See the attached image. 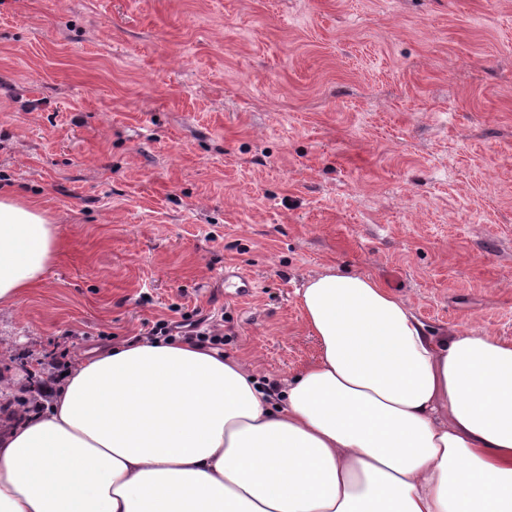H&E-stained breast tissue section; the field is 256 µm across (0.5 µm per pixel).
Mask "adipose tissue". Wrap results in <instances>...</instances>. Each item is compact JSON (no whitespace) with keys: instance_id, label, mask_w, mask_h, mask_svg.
Listing matches in <instances>:
<instances>
[{"instance_id":"1","label":"adipose tissue","mask_w":512,"mask_h":512,"mask_svg":"<svg viewBox=\"0 0 512 512\" xmlns=\"http://www.w3.org/2000/svg\"><path fill=\"white\" fill-rule=\"evenodd\" d=\"M59 252L0 194V310ZM319 355L270 393L241 356L123 341L74 355L0 430V512H512V340L436 335L334 266L296 291Z\"/></svg>"}]
</instances>
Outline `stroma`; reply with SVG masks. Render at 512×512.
Masks as SVG:
<instances>
[{
    "label": "stroma",
    "instance_id": "35a3bbf8",
    "mask_svg": "<svg viewBox=\"0 0 512 512\" xmlns=\"http://www.w3.org/2000/svg\"><path fill=\"white\" fill-rule=\"evenodd\" d=\"M2 189L61 243L0 311L40 405L74 354L185 316L279 392L331 264L512 339V0H0Z\"/></svg>",
    "mask_w": 512,
    "mask_h": 512
}]
</instances>
